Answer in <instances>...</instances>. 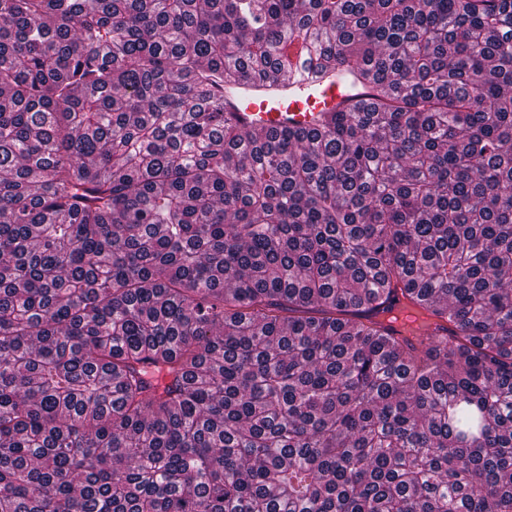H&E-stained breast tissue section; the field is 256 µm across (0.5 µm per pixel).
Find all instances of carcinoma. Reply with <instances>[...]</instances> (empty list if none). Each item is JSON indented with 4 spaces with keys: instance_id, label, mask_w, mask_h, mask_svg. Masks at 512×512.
I'll use <instances>...</instances> for the list:
<instances>
[{
    "instance_id": "obj_1",
    "label": "carcinoma",
    "mask_w": 512,
    "mask_h": 512,
    "mask_svg": "<svg viewBox=\"0 0 512 512\" xmlns=\"http://www.w3.org/2000/svg\"><path fill=\"white\" fill-rule=\"evenodd\" d=\"M0 512H512V0H0ZM367 88L344 70L328 81L293 82L288 74L273 72L259 83H240L224 90L229 101L224 116L247 129L268 132L282 128H309L323 109L346 110L364 100Z\"/></svg>"
}]
</instances>
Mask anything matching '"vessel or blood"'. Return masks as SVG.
I'll return each instance as SVG.
<instances>
[{"instance_id": "obj_1", "label": "vessel or blood", "mask_w": 512, "mask_h": 512, "mask_svg": "<svg viewBox=\"0 0 512 512\" xmlns=\"http://www.w3.org/2000/svg\"><path fill=\"white\" fill-rule=\"evenodd\" d=\"M366 95V87L343 70L336 71L330 80L314 84L273 72L261 83H241L224 92L227 117L262 132L311 127L319 111L348 109Z\"/></svg>"}]
</instances>
